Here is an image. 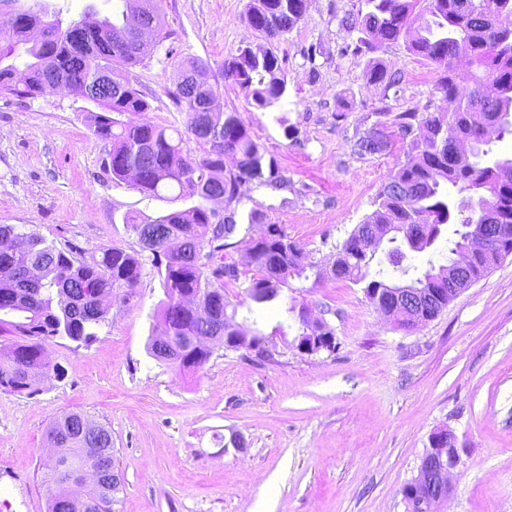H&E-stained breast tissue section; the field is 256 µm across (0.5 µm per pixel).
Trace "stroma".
I'll list each match as a JSON object with an SVG mask.
<instances>
[{
    "label": "stroma",
    "mask_w": 512,
    "mask_h": 512,
    "mask_svg": "<svg viewBox=\"0 0 512 512\" xmlns=\"http://www.w3.org/2000/svg\"><path fill=\"white\" fill-rule=\"evenodd\" d=\"M247 2L159 0L168 36L129 73L150 103L137 123L181 128L185 116L170 93L180 66L202 60L218 86L217 109L240 112L288 179L281 189L256 180L239 188V231L224 251L241 273L224 289L232 301L253 274L245 256L265 224L280 225L317 265H330L407 156L398 129L377 155L355 154L354 137L389 113L445 105L434 90L438 69L404 42L341 54L356 34L338 17L360 0H308L303 21L277 45L286 104L253 109L224 78L225 57L262 40L245 18ZM313 43L322 54L311 64L303 50ZM374 60L401 72L397 93L368 83ZM91 109L65 91L0 94V224L60 248L129 250L138 246L129 219L176 209L175 201L113 179L111 146L94 134ZM288 127L295 137L285 136ZM252 211L264 224L247 223ZM162 297L155 268L144 263L138 285L114 303L94 341L50 342L48 361L63 376L40 378L29 396L0 392V512H47L45 434L65 411L112 435L125 477L115 512H405L401 490L441 428L456 435L461 456L441 512H512V256L410 331L388 322L360 286L298 280L258 323L243 308L236 316L272 336L278 361L259 363L247 350L215 343L197 372L170 368L147 351ZM293 303L327 324L335 352L297 350ZM236 434L244 449L231 445Z\"/></svg>",
    "instance_id": "1"
}]
</instances>
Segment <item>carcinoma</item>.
<instances>
[{
    "instance_id": "carcinoma-1",
    "label": "carcinoma",
    "mask_w": 512,
    "mask_h": 512,
    "mask_svg": "<svg viewBox=\"0 0 512 512\" xmlns=\"http://www.w3.org/2000/svg\"><path fill=\"white\" fill-rule=\"evenodd\" d=\"M9 3L20 22L0 32V93L35 98L53 91L67 80H86L106 74L109 86L94 94L99 111L92 113L95 135L112 144L108 168L112 177L129 181L153 198L171 193L174 201L191 205L131 224L140 250L119 246L100 248L99 255L84 250L59 248L37 232H22L11 224L0 225V243L21 237L24 247L16 253L0 251V391L23 394L49 370L47 344L60 337L88 344L105 323L110 307L105 301L135 288L143 268V253L151 255L164 293L155 311L163 336L160 351L148 345L158 362L180 370L199 371L209 361L211 350L200 339L219 334L239 335L236 313H227L224 287L240 280L236 264L224 262L223 251L238 231V213L232 208L238 189L258 180L271 187L284 182L273 158L266 157L254 140L246 121L237 112H207V97L216 95L209 82L198 84L193 75H204L200 60L179 70L171 94L176 108L185 114V130L174 126L139 124L132 116L150 109L146 95L123 73L148 57L160 43L164 16L157 2L150 4L156 23L152 42L129 51L123 45L133 40L125 28L128 0H119L103 17L86 6L81 17L57 28L59 15L45 14L20 0ZM307 0H248L246 20L265 38V43L246 46L224 59V79L248 91L252 105L268 110L282 104L287 85L284 60L274 43L292 32L303 20ZM355 13L341 24L360 33L354 47L342 49L359 55L377 44L397 42L403 36L406 49L441 70L435 89L448 102L443 116L435 112H400L393 117L402 136L410 138L411 155L390 173L377 193L375 210L336 247L337 264L332 274L317 270L318 279L349 281L365 296L380 288H406L424 293L435 276L463 257L466 243L478 224L512 225V158L488 160L487 131L495 127L501 137L512 133V23L500 21L501 13L512 16V0H360ZM30 60L22 77L14 63L20 46ZM482 69L469 73L461 85L455 62ZM368 82L384 91L399 88L401 75L381 64L367 71ZM199 147L187 148V138ZM464 142L470 153L456 154L451 141ZM389 134L376 128L353 144L359 155L386 151ZM235 158V168L224 157ZM457 189L461 198L448 192ZM225 202L223 212L210 206ZM383 227L387 234L378 248L386 260L398 266L402 284L389 282V270L376 251L354 243L358 232L369 225ZM455 225L452 236L443 238V226ZM430 252L427 268L415 277L417 267L408 262L410 252ZM496 262L493 254L468 263L475 277ZM254 275L244 287L243 300L265 305L277 299L290 280L306 276L314 268L308 254L276 224L249 249ZM83 414L66 412L47 429L55 448L74 469L92 459L89 448L107 451L109 466L120 472L112 452V435L102 427L89 436L81 432ZM50 484L48 512H71L63 489L65 475L56 459L46 464ZM119 489L90 493L87 512H114Z\"/></svg>"
}]
</instances>
